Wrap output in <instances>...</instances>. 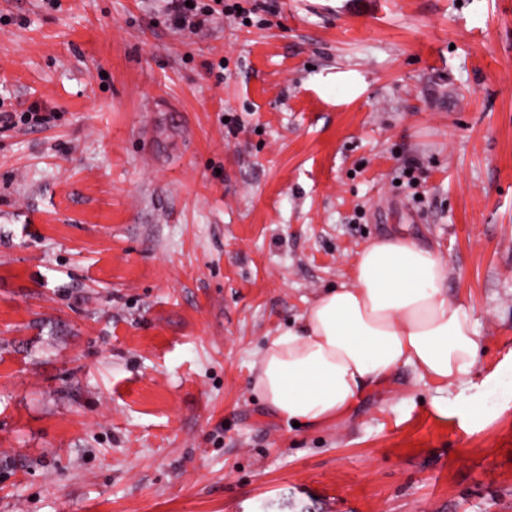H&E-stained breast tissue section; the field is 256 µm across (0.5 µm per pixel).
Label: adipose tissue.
Returning <instances> with one entry per match:
<instances>
[{"label":"adipose tissue","instance_id":"1","mask_svg":"<svg viewBox=\"0 0 512 512\" xmlns=\"http://www.w3.org/2000/svg\"><path fill=\"white\" fill-rule=\"evenodd\" d=\"M449 265L402 236L366 242L350 284L325 288L266 343L252 391L285 423L347 415L365 390L410 368L446 387L472 374L480 340L472 305L448 294Z\"/></svg>","mask_w":512,"mask_h":512}]
</instances>
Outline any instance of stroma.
<instances>
[{
  "label": "stroma",
  "instance_id": "obj_1",
  "mask_svg": "<svg viewBox=\"0 0 512 512\" xmlns=\"http://www.w3.org/2000/svg\"><path fill=\"white\" fill-rule=\"evenodd\" d=\"M237 2L0 0V512H512V0ZM394 234L470 379L287 427L266 338ZM189 1L190 6H186ZM170 20L176 29H196L217 10L203 0H171Z\"/></svg>",
  "mask_w": 512,
  "mask_h": 512
}]
</instances>
